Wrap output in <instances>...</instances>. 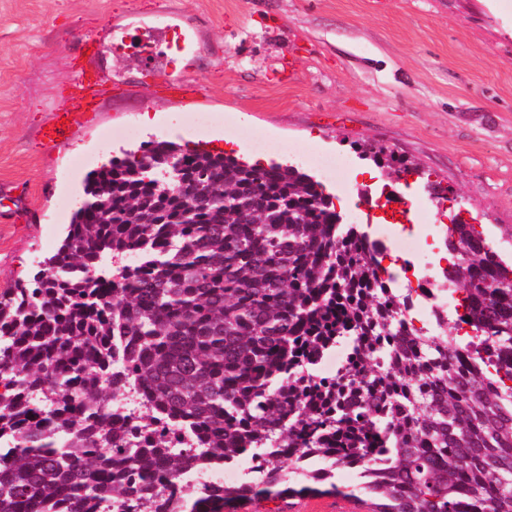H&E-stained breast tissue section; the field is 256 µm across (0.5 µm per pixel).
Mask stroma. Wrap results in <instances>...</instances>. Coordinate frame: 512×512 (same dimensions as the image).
<instances>
[{
	"instance_id": "1",
	"label": "stroma",
	"mask_w": 512,
	"mask_h": 512,
	"mask_svg": "<svg viewBox=\"0 0 512 512\" xmlns=\"http://www.w3.org/2000/svg\"><path fill=\"white\" fill-rule=\"evenodd\" d=\"M172 12L200 31L191 75L172 44L158 48L172 66L152 73L142 46L115 50ZM89 77L104 96H83ZM63 110L80 121L52 148L43 133ZM257 137L278 145L267 160L318 181L306 150L344 156V223L371 233L457 215L512 255V0H0V289L41 270L90 171L119 150L167 140L248 162ZM364 140L417 172L361 159ZM335 482L224 512H369L357 479Z\"/></svg>"
}]
</instances>
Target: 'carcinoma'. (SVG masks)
I'll return each instance as SVG.
<instances>
[{
    "label": "carcinoma",
    "instance_id": "carcinoma-1",
    "mask_svg": "<svg viewBox=\"0 0 512 512\" xmlns=\"http://www.w3.org/2000/svg\"><path fill=\"white\" fill-rule=\"evenodd\" d=\"M171 157L178 181L161 174ZM446 245L464 343L456 323L408 326L384 248L296 167L167 140L111 158L45 268L0 293V512H92L103 496L134 512L152 483L145 512H168L187 458L119 440L109 400L127 383L150 415L195 432L209 464L277 446L260 481L183 512L337 492L331 475L289 485L297 448L364 462L372 512H512V267L458 218ZM338 340L350 361L317 379Z\"/></svg>",
    "mask_w": 512,
    "mask_h": 512
}]
</instances>
